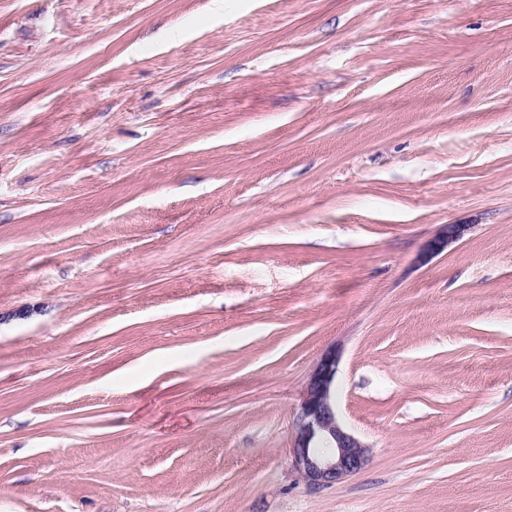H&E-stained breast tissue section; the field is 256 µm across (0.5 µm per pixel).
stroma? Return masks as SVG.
I'll use <instances>...</instances> for the list:
<instances>
[{
    "instance_id": "1",
    "label": "stroma",
    "mask_w": 512,
    "mask_h": 512,
    "mask_svg": "<svg viewBox=\"0 0 512 512\" xmlns=\"http://www.w3.org/2000/svg\"><path fill=\"white\" fill-rule=\"evenodd\" d=\"M0 512H512V0H0ZM338 357L326 352L309 376L294 417L291 467L312 490L345 482L370 461V450L339 420L334 385Z\"/></svg>"
}]
</instances>
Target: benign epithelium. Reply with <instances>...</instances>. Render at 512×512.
I'll list each match as a JSON object with an SVG mask.
<instances>
[{
  "label": "benign epithelium",
  "mask_w": 512,
  "mask_h": 512,
  "mask_svg": "<svg viewBox=\"0 0 512 512\" xmlns=\"http://www.w3.org/2000/svg\"><path fill=\"white\" fill-rule=\"evenodd\" d=\"M462 233L463 226L446 225L429 242L427 251L443 250ZM337 366L336 351L326 352L309 376L294 417L291 467L312 490L341 484L370 461L369 447L341 423L336 413Z\"/></svg>",
  "instance_id": "benign-epithelium-1"
}]
</instances>
